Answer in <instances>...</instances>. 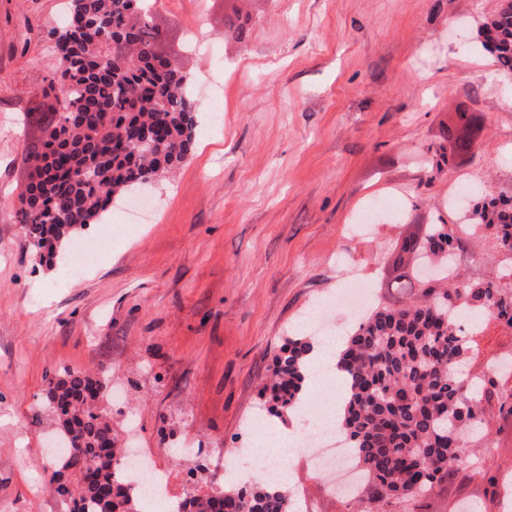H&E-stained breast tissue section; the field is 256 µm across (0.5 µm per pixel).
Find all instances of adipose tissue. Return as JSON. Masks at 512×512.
I'll list each match as a JSON object with an SVG mask.
<instances>
[{
    "instance_id": "ef3b65f1",
    "label": "adipose tissue",
    "mask_w": 512,
    "mask_h": 512,
    "mask_svg": "<svg viewBox=\"0 0 512 512\" xmlns=\"http://www.w3.org/2000/svg\"><path fill=\"white\" fill-rule=\"evenodd\" d=\"M343 346L342 336H325L313 343L307 355L306 381L313 384L319 381L333 386L342 382L343 373L337 362ZM277 434L273 440L265 442L264 456L260 465L252 467L241 474V481H257L262 479L263 466L275 465L278 477L283 483H291L294 478V462L300 452L302 432L305 428L301 408L289 411L286 419L277 421Z\"/></svg>"
}]
</instances>
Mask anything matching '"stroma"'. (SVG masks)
Wrapping results in <instances>:
<instances>
[{
	"mask_svg": "<svg viewBox=\"0 0 512 512\" xmlns=\"http://www.w3.org/2000/svg\"><path fill=\"white\" fill-rule=\"evenodd\" d=\"M65 0H0V512H67L53 493L49 380L108 372L101 407L115 432L185 497L223 484L216 458L247 469L259 384L295 326L356 275L371 299L388 257L419 225L462 224L459 187L476 202L512 196V78L477 40L499 0H248L249 37H224L226 0H164L157 45L189 73L197 127L186 160L113 201L78 235L105 253L72 275L73 244L40 259L16 214L28 181L22 118L53 65L46 31ZM197 24L205 51L184 31ZM471 117L460 125L458 113ZM471 148L438 160L444 133ZM394 198L359 229L368 202ZM461 273L495 276L491 238L472 230ZM469 374L512 353V332L486 325ZM485 466L512 475V419L492 416ZM291 489L308 512H352L316 474L309 451ZM512 512V498L469 470L406 512Z\"/></svg>",
	"mask_w": 512,
	"mask_h": 512,
	"instance_id": "obj_1",
	"label": "stroma"
}]
</instances>
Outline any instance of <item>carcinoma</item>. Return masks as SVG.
Returning a JSON list of instances; mask_svg holds the SVG:
<instances>
[{
	"label": "carcinoma",
	"mask_w": 512,
	"mask_h": 512,
	"mask_svg": "<svg viewBox=\"0 0 512 512\" xmlns=\"http://www.w3.org/2000/svg\"><path fill=\"white\" fill-rule=\"evenodd\" d=\"M149 0H66L63 20L49 30L58 64L48 89L56 106L28 112L39 137L25 146L32 171L19 195L18 218L40 257L52 258L81 230L95 224L112 199L154 181L184 162L197 120L189 74L155 50L161 37ZM478 39L502 72L512 75V0H500L483 19ZM124 148L112 151L109 140ZM474 221L512 254V197L475 206ZM467 243L454 224H429L399 246L389 286L415 296L378 305L347 334L341 369L349 397L339 432L364 477L355 512H397L454 477L475 431L490 445L487 417L512 416V393L499 374L473 383L463 377L472 337L454 318L459 308L512 331V260L493 281H467L454 270ZM304 334L288 339L260 395L280 417L300 399ZM109 376L69 371L50 383L46 399L67 451L54 473L55 491L72 500L70 512H101L99 481L115 488L112 512H135L140 499L126 463L113 464L112 423L98 410ZM92 465L86 484H62L69 470ZM195 512L221 505L235 512H288V491L270 483L217 488L193 496Z\"/></svg>",
	"instance_id": "obj_1"
}]
</instances>
